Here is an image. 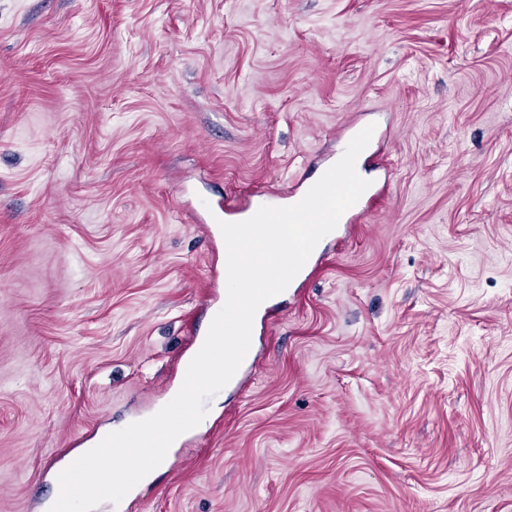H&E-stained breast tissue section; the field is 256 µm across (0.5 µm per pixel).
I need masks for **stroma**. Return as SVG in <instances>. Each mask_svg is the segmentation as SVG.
<instances>
[{
	"label": "stroma",
	"instance_id": "35a3bbf8",
	"mask_svg": "<svg viewBox=\"0 0 512 512\" xmlns=\"http://www.w3.org/2000/svg\"><path fill=\"white\" fill-rule=\"evenodd\" d=\"M390 132L253 367L98 512H512V0H0V512L224 301L189 216Z\"/></svg>",
	"mask_w": 512,
	"mask_h": 512
}]
</instances>
